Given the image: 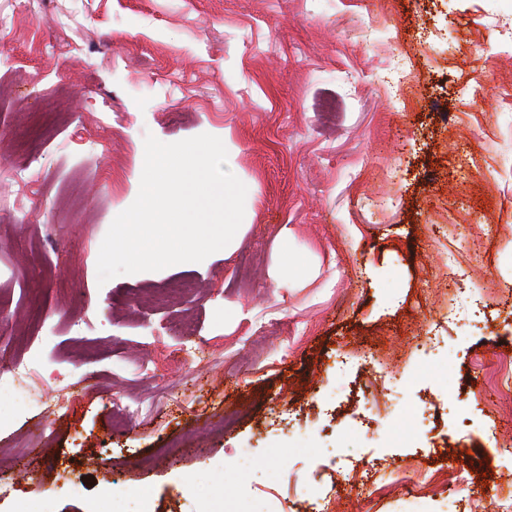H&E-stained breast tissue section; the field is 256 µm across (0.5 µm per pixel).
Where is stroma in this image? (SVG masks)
<instances>
[{"label":"stroma","instance_id":"35a3bbf8","mask_svg":"<svg viewBox=\"0 0 512 512\" xmlns=\"http://www.w3.org/2000/svg\"><path fill=\"white\" fill-rule=\"evenodd\" d=\"M0 16V347L36 390L0 393V512H475L452 448L512 496V0ZM202 133L249 187L236 248L98 283L145 136Z\"/></svg>","mask_w":512,"mask_h":512}]
</instances>
